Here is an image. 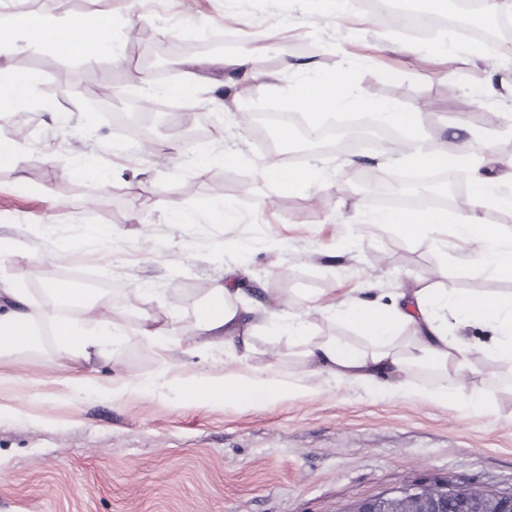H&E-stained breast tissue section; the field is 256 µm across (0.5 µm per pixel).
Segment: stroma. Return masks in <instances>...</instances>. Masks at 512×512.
<instances>
[{
  "label": "stroma",
  "instance_id": "stroma-1",
  "mask_svg": "<svg viewBox=\"0 0 512 512\" xmlns=\"http://www.w3.org/2000/svg\"><path fill=\"white\" fill-rule=\"evenodd\" d=\"M23 10L65 18L112 11L116 40L149 30L157 44L180 37L170 81L191 82L196 110L224 116L222 136L197 142L169 130L170 115L154 129L155 149L132 152L112 128L84 108L78 94L94 70L111 72L120 87L140 56H104L93 62L26 41L0 52V68L35 70L42 80L22 109L33 128L17 139L15 164L0 166V240L21 243V254L0 259V276L24 288L34 310L46 306L52 269L87 268L118 275L130 313L121 330L102 332L98 352L75 363L50 328L39 349L10 357V383L0 385V512H345L357 500L424 484L467 485L512 492V385L499 381L487 359L492 334L484 324L449 325L488 394L483 406L456 407L431 396L436 377L416 378V396H388L312 374L297 342L277 336L273 322L305 323L311 339L338 336L362 346L339 309L357 300L360 281L381 302L401 288H445L490 296L512 293V277L466 266L473 245L445 231L434 244H416L394 230L367 224L372 210L347 177L352 167L404 171L403 156L365 147L356 155L310 152L303 166L309 186L283 191L266 181L265 154L230 103L276 104L289 111L296 79L285 67L289 44L304 41L330 57L306 61L305 76L347 69L348 104L341 119L359 115L353 101L411 108L427 101L416 139L435 134L441 144H476L474 160L497 177L501 145L512 140V56L480 44L438 37L407 39L363 14L335 13L324 0H19ZM237 28L233 51L209 50L212 32ZM268 56L243 87L228 84L231 60ZM479 61L494 77L493 97H476L460 65ZM499 121L491 127L456 123L457 103ZM226 153L225 161L215 156ZM108 163L106 179L73 173L77 160ZM220 201L231 222L213 223L209 205ZM104 229L91 237L90 227ZM233 280L240 298L258 306L251 319L252 349L220 340L203 344L196 311L214 282ZM321 296L323 308L308 306ZM173 322L158 342L139 333V317ZM176 375L220 376L247 367L301 380L304 388L274 404L237 406L214 399H176L159 388L113 395L119 377H152L160 364ZM96 377L93 388L80 386Z\"/></svg>",
  "mask_w": 512,
  "mask_h": 512
}]
</instances>
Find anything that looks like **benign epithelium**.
<instances>
[{
  "instance_id": "7a95c632",
  "label": "benign epithelium",
  "mask_w": 512,
  "mask_h": 512,
  "mask_svg": "<svg viewBox=\"0 0 512 512\" xmlns=\"http://www.w3.org/2000/svg\"><path fill=\"white\" fill-rule=\"evenodd\" d=\"M343 512H512V494L467 486H414L357 501Z\"/></svg>"
}]
</instances>
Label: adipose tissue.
<instances>
[{"mask_svg": "<svg viewBox=\"0 0 512 512\" xmlns=\"http://www.w3.org/2000/svg\"><path fill=\"white\" fill-rule=\"evenodd\" d=\"M114 25L108 12L64 20L23 10L1 12L0 48L25 39L87 61L105 55L115 58L120 56L122 47L113 38ZM346 84L347 76L343 73L300 80L292 89L291 103L312 119H320L344 103ZM404 160L421 171L466 166L472 161V143L460 140L455 152L450 154L412 144L405 151ZM493 208L512 209V193L501 194L492 179L476 171L470 178L468 205L455 213L442 208L389 209L372 213L369 222L395 230L420 244L429 242L431 231H451L459 240L476 243L473 261L484 272L512 277V243L504 241L497 227L482 223L478 217L479 211ZM230 293V288L223 283L208 289L205 305L220 300L224 306L220 315L198 319V329L208 337L226 336L238 340L247 351L251 348L246 320L248 310L230 301ZM2 295L10 298L11 305L0 311V359L37 349L41 327L45 324L73 353L86 352L96 344L90 335L92 329L118 328L124 316L121 308L103 309L82 296L76 306L84 312V323L72 325L62 298L63 290L55 283L46 290L51 312L44 317L33 313L27 296L5 279H0ZM438 308L449 311L459 322L489 325L493 336L487 346L488 356L512 363V296L457 295L424 288L409 289L383 304L357 301L347 305L341 315L366 341V348L327 336L307 344L305 362L337 380L389 395L414 394L411 369L428 368L441 379L434 393L436 401L452 405L466 393L474 402H481L482 388L470 386L467 380L471 364L463 353V339L450 335L447 323L436 319L434 311ZM406 323L415 325V335H397V328ZM158 386L169 387L182 398H221L244 406L267 404L301 389L299 383L259 368L228 373L221 378L198 376L181 380L174 378L164 366L156 378H121L113 384L112 390L129 392Z\"/></svg>", "mask_w": 512, "mask_h": 512, "instance_id": "obj_1", "label": "adipose tissue"}]
</instances>
